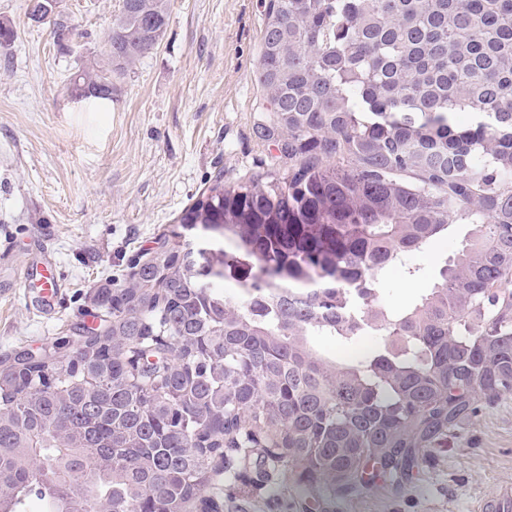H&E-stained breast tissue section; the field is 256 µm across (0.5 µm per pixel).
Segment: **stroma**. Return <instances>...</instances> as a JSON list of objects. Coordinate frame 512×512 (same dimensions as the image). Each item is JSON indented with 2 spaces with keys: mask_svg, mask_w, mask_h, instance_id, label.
Wrapping results in <instances>:
<instances>
[{
  "mask_svg": "<svg viewBox=\"0 0 512 512\" xmlns=\"http://www.w3.org/2000/svg\"><path fill=\"white\" fill-rule=\"evenodd\" d=\"M29 0H0L15 38L0 49V356L40 351L87 322L86 294L121 284L131 264L210 179L245 180L278 155L253 130L270 105L257 79L262 0H170L157 48L107 105L72 98V73L98 54L121 0H61L82 34L57 45L29 20ZM467 233L456 226L413 256L419 277H392L400 308L432 287ZM53 263L64 285L43 310L35 274ZM512 482V393L478 398L400 488L322 497L314 512H472Z\"/></svg>",
  "mask_w": 512,
  "mask_h": 512,
  "instance_id": "1",
  "label": "stroma"
}]
</instances>
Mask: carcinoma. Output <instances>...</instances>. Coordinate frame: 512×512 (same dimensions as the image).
Returning a JSON list of instances; mask_svg holds the SVG:
<instances>
[{
	"instance_id": "1",
	"label": "carcinoma",
	"mask_w": 512,
	"mask_h": 512,
	"mask_svg": "<svg viewBox=\"0 0 512 512\" xmlns=\"http://www.w3.org/2000/svg\"><path fill=\"white\" fill-rule=\"evenodd\" d=\"M122 0L69 84L110 100L168 24ZM260 134L288 170L215 179L117 286L112 317L0 369V512H225L246 480L288 509L401 482L473 412L512 393V0H270ZM458 224L433 286L403 308L394 270ZM232 283L229 291L224 284ZM378 346L354 359L329 337ZM377 341L376 336H367L359 346L351 348V349H344L342 347L337 346L334 342L330 341L329 339H320L319 344L321 347V350L325 351L328 355H330L333 358H346L349 356L357 355L364 350H366L368 347L373 345Z\"/></svg>"
}]
</instances>
